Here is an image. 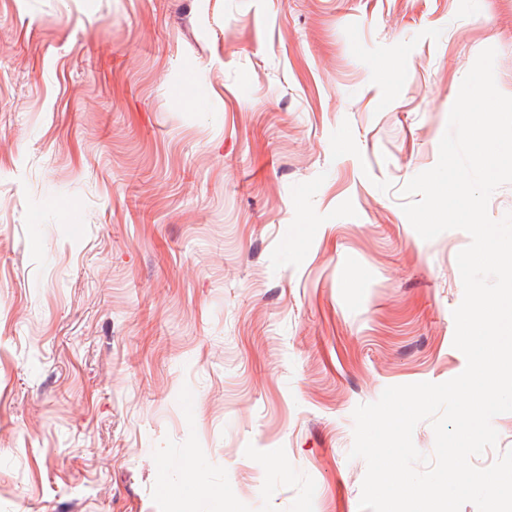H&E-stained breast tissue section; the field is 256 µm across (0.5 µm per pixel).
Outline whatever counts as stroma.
Returning <instances> with one entry per match:
<instances>
[{"label":"stroma","instance_id":"stroma-1","mask_svg":"<svg viewBox=\"0 0 512 512\" xmlns=\"http://www.w3.org/2000/svg\"><path fill=\"white\" fill-rule=\"evenodd\" d=\"M512 0H0V512H359L353 412L463 372L423 240ZM193 81H186V74ZM210 490L199 477L194 454L190 450H186L184 454L182 485L180 489L173 492V499L181 501L183 494L205 495Z\"/></svg>","mask_w":512,"mask_h":512}]
</instances>
